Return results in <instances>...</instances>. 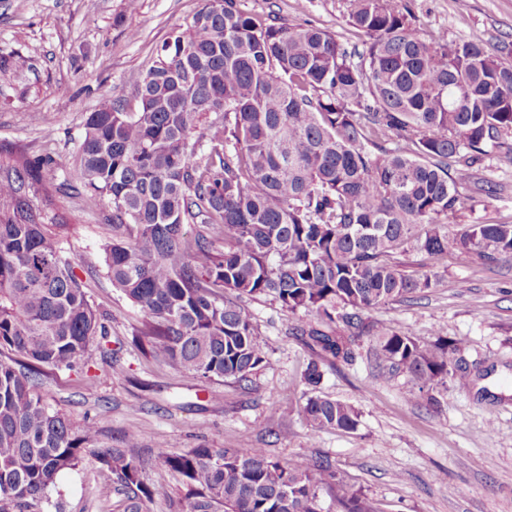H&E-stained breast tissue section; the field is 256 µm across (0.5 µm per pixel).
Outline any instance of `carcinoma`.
<instances>
[{"instance_id":"1","label":"carcinoma","mask_w":512,"mask_h":512,"mask_svg":"<svg viewBox=\"0 0 512 512\" xmlns=\"http://www.w3.org/2000/svg\"><path fill=\"white\" fill-rule=\"evenodd\" d=\"M348 17L368 37L361 51L312 25L272 24L237 0H202L144 74L137 111L105 100L90 113L81 179L112 206L107 274L147 315L152 360L209 382L248 381L267 355L243 302L271 295L305 313L295 335L348 363L361 312L431 288L393 254L512 259V224H448L485 156L505 146L512 164V64L480 36L422 39L402 0H348ZM380 135L397 146L369 150ZM49 163L0 165V353L22 357L17 368L0 360V512L41 501L94 449L125 512H147L138 435L98 450L95 422L77 426L38 394L39 368H85L94 351L122 370L63 254L66 225L29 197ZM187 224L219 235L188 239ZM376 336L381 357L414 383L408 401L468 384L463 341L440 330L422 344L385 323ZM301 411L316 430L359 423L353 406L326 396H307ZM156 464L180 477L181 512H377L322 455L300 470L262 448L198 447L161 450Z\"/></svg>"}]
</instances>
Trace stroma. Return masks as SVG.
<instances>
[{
	"label": "stroma",
	"instance_id": "obj_1",
	"mask_svg": "<svg viewBox=\"0 0 512 512\" xmlns=\"http://www.w3.org/2000/svg\"><path fill=\"white\" fill-rule=\"evenodd\" d=\"M423 39L458 42L479 34L512 63V0H404ZM201 0H0V160L49 155L42 187L69 224L63 250L94 306L112 326L121 372L93 360L94 392L78 375L43 368L40 391L75 424L94 421L103 441L139 436L142 454L211 448L265 449L295 468L327 454L349 489L362 490L378 512H512V262L481 265L449 251L438 260L412 252L399 261L430 273L433 288L364 313L368 323L409 329L422 342L444 330L468 343L469 384L436 390L437 405L408 402L409 376L378 363L372 337H361L354 361H336L295 336L296 315L270 296L246 308L267 346L268 363L250 382L205 383L179 368L147 359L136 343L145 315L113 288L102 244L112 237V209L94 204L81 178L80 144L90 112L103 100L138 107L137 87L165 40L185 27ZM243 10L289 25L309 23L346 47L365 36L348 22L346 0H240ZM24 66H16L17 58ZM479 176L493 187L461 190L457 224H512V164L499 152ZM322 378L304 381L311 361ZM317 393L359 413L355 431L313 430L300 413ZM150 512H174L177 477L149 467ZM95 454L84 453L29 512H123Z\"/></svg>",
	"mask_w": 512,
	"mask_h": 512
}]
</instances>
